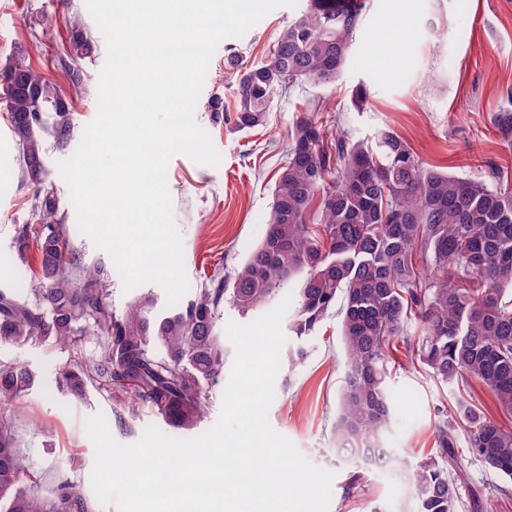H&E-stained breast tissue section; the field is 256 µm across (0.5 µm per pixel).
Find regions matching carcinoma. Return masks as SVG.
<instances>
[{
  "mask_svg": "<svg viewBox=\"0 0 512 512\" xmlns=\"http://www.w3.org/2000/svg\"><path fill=\"white\" fill-rule=\"evenodd\" d=\"M363 0H310L288 22L269 55L239 80L233 123L266 124L274 101L305 83L336 81L361 28ZM93 40L75 24L61 58L71 84L48 81L17 54L0 67L23 181L33 188L38 276L26 295L0 289V344L51 343L68 349L58 385L80 395L108 393L129 415L148 408L165 423L195 429L207 413L205 383L224 371L218 311L229 296L241 315L260 310L295 285L289 329L302 339L331 313L340 319L347 354L335 431L340 447L383 467L391 450L388 351L399 337L436 381L459 389L452 413L468 453L512 480V424L489 417L465 396L488 387L512 419V186L428 168L390 130L372 142L329 137L323 124H295L273 189L265 232L238 266L232 285L202 288L188 303L157 309L152 294L112 312L105 268L71 244L54 193L45 187L49 147L73 135L72 99ZM491 123L512 146V109ZM416 320L410 335L408 323ZM99 338L101 355L82 353ZM35 376L0 360V406L28 394ZM454 430L439 427L437 456L414 474L419 512H456L465 476L448 471ZM0 512H89L66 481L46 494L16 444L15 421L0 414Z\"/></svg>",
  "mask_w": 512,
  "mask_h": 512,
  "instance_id": "1",
  "label": "carcinoma"
}]
</instances>
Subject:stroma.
<instances>
[{
	"label": "stroma",
	"mask_w": 512,
	"mask_h": 512,
	"mask_svg": "<svg viewBox=\"0 0 512 512\" xmlns=\"http://www.w3.org/2000/svg\"><path fill=\"white\" fill-rule=\"evenodd\" d=\"M361 30L336 82L307 83L275 100L266 124L248 131L233 127L241 74L263 62L288 21L309 0L281 7L244 36L220 41L195 107V119L221 154L218 165H204L184 155L171 159L167 183L174 218L183 238V261L190 291L231 282L238 265L256 247L272 202V191L286 158L297 120L309 117L340 129L351 140H373L389 129L400 136L424 165L459 176L496 170L512 180V147L490 122L512 97V0H364ZM410 20L399 45V62L391 74L365 61L370 42L386 37V19ZM55 17L51 36H43L45 16ZM78 19L96 49L84 65V80L74 99L73 136L62 150L49 149L45 164L70 239L86 260L98 261L111 281L112 309L123 314L135 294L124 291L112 258L78 227L71 191L59 176V161L77 149L85 127L97 115L98 85L107 45L85 0H0V65L21 52L53 83L68 80L58 57L69 46L70 19ZM364 88L368 100L355 106L353 94ZM224 103L212 112L213 100ZM31 187L22 183L18 154L7 111L0 105V288H14L33 278L36 247L19 257L18 230L33 223ZM68 350L40 345H0V360L29 366L35 388L8 407L16 420L18 443L45 488L69 481L91 512H118L115 503L96 497L91 474L95 449L86 420L102 414L113 438L136 442L147 426L162 427L150 411L131 418L104 391L88 387L82 396L56 383ZM388 388L392 418L384 436L394 462L384 468L366 465L337 450L335 423L345 372L340 322L327 318L305 340L286 334L275 398L268 411L272 428L288 438L312 464L333 472L328 512H418L412 491L418 464L438 445L437 432L449 419L458 392L411 362L403 343L390 352ZM456 463L470 479L457 512H512V481L498 477L458 443Z\"/></svg>",
	"instance_id": "35a3bbf8"
}]
</instances>
